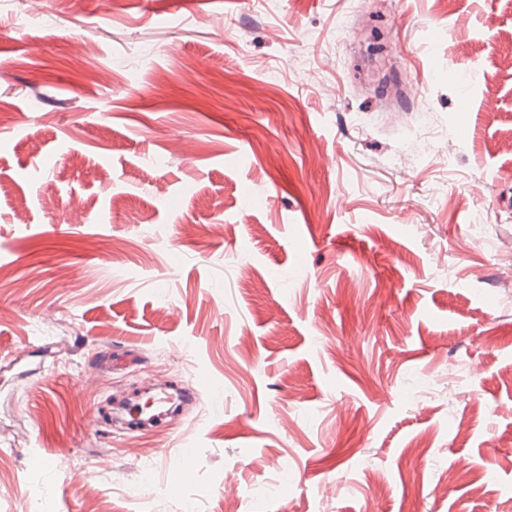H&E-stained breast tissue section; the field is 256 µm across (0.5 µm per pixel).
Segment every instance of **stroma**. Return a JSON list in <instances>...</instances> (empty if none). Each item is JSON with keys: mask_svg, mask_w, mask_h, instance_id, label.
Returning a JSON list of instances; mask_svg holds the SVG:
<instances>
[{"mask_svg": "<svg viewBox=\"0 0 512 512\" xmlns=\"http://www.w3.org/2000/svg\"><path fill=\"white\" fill-rule=\"evenodd\" d=\"M32 2L0 512H512V0ZM148 374L224 400L116 432Z\"/></svg>", "mask_w": 512, "mask_h": 512, "instance_id": "1", "label": "stroma"}]
</instances>
